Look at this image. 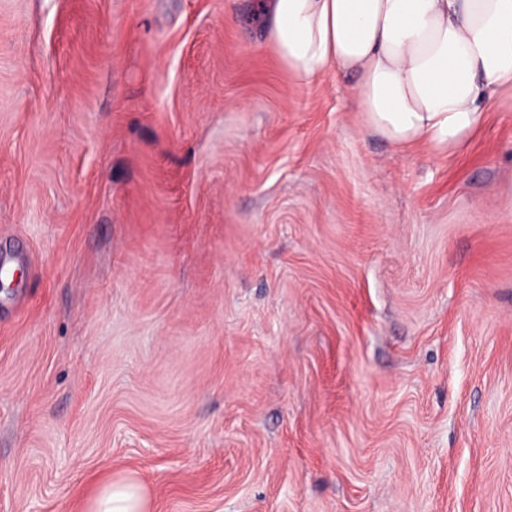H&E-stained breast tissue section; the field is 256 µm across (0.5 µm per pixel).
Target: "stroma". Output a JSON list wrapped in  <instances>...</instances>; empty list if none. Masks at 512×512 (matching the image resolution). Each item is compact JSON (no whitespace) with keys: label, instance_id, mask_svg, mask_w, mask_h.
<instances>
[{"label":"stroma","instance_id":"35a3bbf8","mask_svg":"<svg viewBox=\"0 0 512 512\" xmlns=\"http://www.w3.org/2000/svg\"><path fill=\"white\" fill-rule=\"evenodd\" d=\"M257 0H0V512H512V91L394 152ZM86 512H148V502L143 488L133 479L111 478L101 484Z\"/></svg>","mask_w":512,"mask_h":512}]
</instances>
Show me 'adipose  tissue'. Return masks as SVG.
<instances>
[{
    "label": "adipose tissue",
    "instance_id": "1",
    "mask_svg": "<svg viewBox=\"0 0 512 512\" xmlns=\"http://www.w3.org/2000/svg\"><path fill=\"white\" fill-rule=\"evenodd\" d=\"M266 44L297 81L353 80L368 129L394 151H447L512 89V0H262ZM86 512H148L143 489L107 480Z\"/></svg>",
    "mask_w": 512,
    "mask_h": 512
}]
</instances>
